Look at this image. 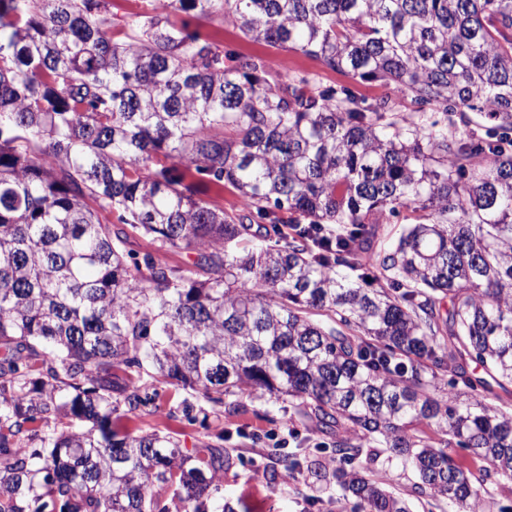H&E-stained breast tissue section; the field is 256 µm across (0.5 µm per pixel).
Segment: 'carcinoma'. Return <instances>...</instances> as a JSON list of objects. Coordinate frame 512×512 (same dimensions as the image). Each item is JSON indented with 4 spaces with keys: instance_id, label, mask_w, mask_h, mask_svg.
Here are the masks:
<instances>
[{
    "instance_id": "obj_1",
    "label": "carcinoma",
    "mask_w": 512,
    "mask_h": 512,
    "mask_svg": "<svg viewBox=\"0 0 512 512\" xmlns=\"http://www.w3.org/2000/svg\"><path fill=\"white\" fill-rule=\"evenodd\" d=\"M195 15L394 96L223 51ZM471 362L512 382V0H169L120 42L106 0H0V512H226L223 445L112 431L159 407L147 377L190 422L288 397L311 446L270 482L349 512H410L392 465L442 512H512V402ZM208 195L211 200L223 205L224 212L226 213H239L245 209V203L238 192L229 187H224V191L213 188L209 191Z\"/></svg>"
}]
</instances>
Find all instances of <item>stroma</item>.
Segmentation results:
<instances>
[{"instance_id": "obj_1", "label": "stroma", "mask_w": 512, "mask_h": 512, "mask_svg": "<svg viewBox=\"0 0 512 512\" xmlns=\"http://www.w3.org/2000/svg\"><path fill=\"white\" fill-rule=\"evenodd\" d=\"M196 23L217 45L241 55L264 57L274 69L313 74L323 86L346 81L345 76L327 69L316 59L245 36L232 21L200 17ZM178 400L172 390H165L158 410L136 417L113 416L112 428L121 434H168L189 450L204 447L214 435L223 434L224 448L229 454L224 467V502L232 512H334L339 496L335 486L323 485L313 491L300 478L286 485L268 480L276 466L277 440L287 437L292 428L300 436L309 434V422L294 414L287 398L254 402L244 397L238 416L211 415L196 422L176 413Z\"/></svg>"}]
</instances>
